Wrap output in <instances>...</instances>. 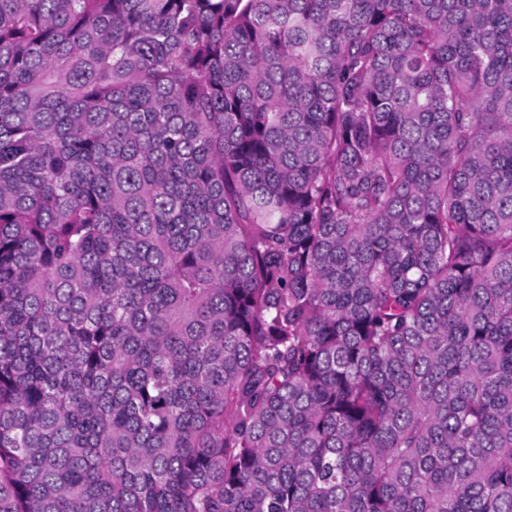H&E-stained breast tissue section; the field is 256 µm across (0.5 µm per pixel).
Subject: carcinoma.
Masks as SVG:
<instances>
[{
    "label": "carcinoma",
    "instance_id": "carcinoma-1",
    "mask_svg": "<svg viewBox=\"0 0 512 512\" xmlns=\"http://www.w3.org/2000/svg\"><path fill=\"white\" fill-rule=\"evenodd\" d=\"M0 512H512V0H0Z\"/></svg>",
    "mask_w": 512,
    "mask_h": 512
}]
</instances>
